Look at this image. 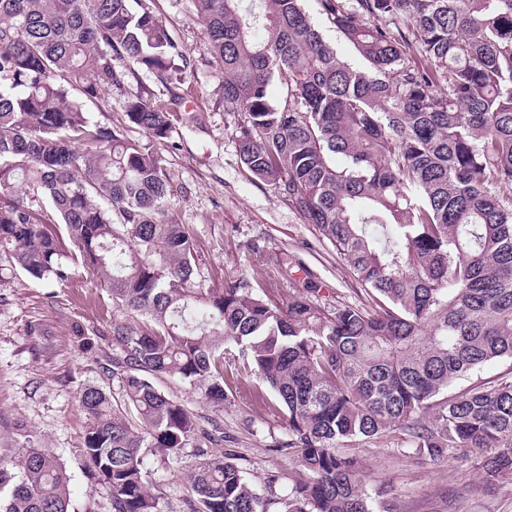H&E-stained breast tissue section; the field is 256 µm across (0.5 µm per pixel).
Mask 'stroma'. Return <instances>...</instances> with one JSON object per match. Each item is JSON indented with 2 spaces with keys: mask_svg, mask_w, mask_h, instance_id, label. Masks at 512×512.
Returning <instances> with one entry per match:
<instances>
[{
  "mask_svg": "<svg viewBox=\"0 0 512 512\" xmlns=\"http://www.w3.org/2000/svg\"><path fill=\"white\" fill-rule=\"evenodd\" d=\"M166 23L188 62L180 92L188 109L202 117V130L176 125L156 150L177 189L170 215L193 231L199 255L196 276L214 288L225 280L263 279L266 288H308L321 295L355 300L356 281L312 225L242 167L234 138L241 114L224 109L220 67L208 53L205 28L191 0H132ZM118 314L105 302L98 281L77 271L66 285L0 273V438L13 423L32 426L41 447L51 450L71 475L70 512H106L103 485H88L81 448L86 415L79 390L102 377L95 357L78 352L72 323L86 329ZM224 447L247 469L256 490L268 475L288 476L287 456L270 452L285 439L280 418L230 396L221 413ZM354 453L364 465L372 498L393 512H512V478L486 486L472 461L447 456L420 465L398 436L365 441ZM147 480L160 487L161 512H181L182 467L148 459Z\"/></svg>",
  "mask_w": 512,
  "mask_h": 512,
  "instance_id": "stroma-1",
  "label": "stroma"
}]
</instances>
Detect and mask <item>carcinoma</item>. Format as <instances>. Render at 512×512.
<instances>
[{"instance_id": "obj_1", "label": "carcinoma", "mask_w": 512, "mask_h": 512, "mask_svg": "<svg viewBox=\"0 0 512 512\" xmlns=\"http://www.w3.org/2000/svg\"><path fill=\"white\" fill-rule=\"evenodd\" d=\"M193 2L224 111L245 115L241 164L330 242L364 299L197 279L153 149L175 121L201 128L171 87L183 69L166 24L130 0H0V255L39 281L81 267L124 314L91 338L72 325L81 351L111 347L99 369L112 388L78 393L88 484L106 486L107 512H161L146 460L189 455L187 512H390L338 449L396 432L420 459L479 449L488 480L511 477L512 376L434 399L512 359V0H315L357 64L304 0ZM142 72L167 103L142 88L123 126L90 119L85 103ZM168 376L218 411L232 388L274 408L287 433L269 450L295 463L288 483L272 475L259 494L234 454L212 453L224 425L165 393ZM14 435L0 512H70L65 466L26 425ZM305 8L307 9V11H309L312 17H314V19L321 25L323 34L325 35L326 39L336 45L337 50L342 54V56H344L347 60L351 62H358L357 56L349 47V45L346 44L342 39H340L335 31L328 28L326 24L319 20V18L316 15L315 2L313 0H306Z\"/></svg>"}]
</instances>
